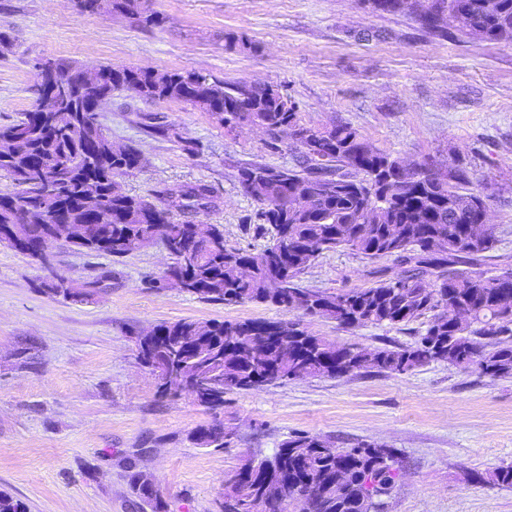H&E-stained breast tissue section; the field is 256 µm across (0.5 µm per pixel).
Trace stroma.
<instances>
[{
    "label": "stroma",
    "mask_w": 512,
    "mask_h": 512,
    "mask_svg": "<svg viewBox=\"0 0 512 512\" xmlns=\"http://www.w3.org/2000/svg\"><path fill=\"white\" fill-rule=\"evenodd\" d=\"M0 124L38 100L39 63L134 66L244 79L277 89L301 125L346 123L373 147L437 167L460 165L495 191L497 239L483 269H512V46L461 34L439 40L411 17L361 0H142L140 14L80 10L76 0H0ZM98 120L113 141L136 146L139 169L117 180L129 195L208 185L210 208L195 224H220L226 245L258 251L270 241L258 203L238 181L252 162L291 168V140L272 144L247 126L224 128L181 101H145L120 90ZM168 127L169 137L146 125ZM51 270L0 245V491L28 512H152L129 474L148 475L168 512H223L224 476L272 455L299 433L338 448L363 443L394 452L400 477L382 512H512V489L479 474L512 464V377L434 362L406 374L361 369L339 378H297L231 391L210 409L164 395L138 360L134 333L162 322L298 321L339 344H412L427 321L344 329L334 321L254 302H211L149 288L169 261L154 244L121 261L49 247ZM401 273L390 258L348 250L321 254L300 287L339 293ZM59 276L91 284L85 301L48 293ZM222 425L220 448L190 436Z\"/></svg>",
    "instance_id": "stroma-1"
}]
</instances>
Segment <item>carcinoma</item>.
<instances>
[{
    "instance_id": "carcinoma-1",
    "label": "carcinoma",
    "mask_w": 512,
    "mask_h": 512,
    "mask_svg": "<svg viewBox=\"0 0 512 512\" xmlns=\"http://www.w3.org/2000/svg\"><path fill=\"white\" fill-rule=\"evenodd\" d=\"M373 10L412 17L428 34L446 39L457 31L490 42L512 43V0H363ZM83 10L135 14L139 0H77ZM51 66L83 88L93 82L103 95L127 84L140 87L151 101L188 102L227 128L260 122L277 143L288 137L303 154L293 168L251 163L238 170L247 194L249 179H260L258 220L273 231L272 243L253 252L199 244L189 248L194 225L174 219L164 200L177 198L185 210L213 203L205 184L166 188L158 202L117 193L113 180L137 169L141 156L131 146L112 142L86 98L83 116L57 128L40 112H25L0 125V138L19 143L0 155V237L19 228L24 240L12 249L39 262L34 246L46 225L23 222L40 210L49 221L57 213L74 216L75 228L91 234L69 244L87 253L119 260L148 246L144 225H159L162 239L186 264L174 272L188 275L187 293L224 303L271 304L333 320L343 328L399 326L429 315L425 331L406 347L367 350L336 345L308 332L297 321L244 320L163 322L148 332L154 346L152 365L167 369L179 349L178 369L193 383L185 394L213 393L210 407L224 404L229 390L250 391L304 377H341L367 365L380 372L404 374L434 361L461 368L476 366L490 377L512 376V269L491 274L481 257L497 245L494 235L464 236L493 193L460 166L439 174L429 163H407L375 150L348 124L329 127L312 142L295 106L278 91L244 80L210 82L195 74L155 72L138 67ZM350 250L368 260L394 258L403 270L380 275L370 287L328 293L298 286L296 279L324 252ZM73 302L89 292L58 278L43 284ZM201 447L221 446L224 428L201 426L192 433ZM274 473L288 476L292 487L315 489L322 501L314 512H379L380 498L397 483L400 469L390 448L362 444L335 448L316 436L294 435L268 458ZM263 471L241 466L227 474L238 482L224 485V512H253L250 491ZM478 479L512 488V465ZM134 491L152 512L167 505L152 483L130 474Z\"/></svg>"
}]
</instances>
